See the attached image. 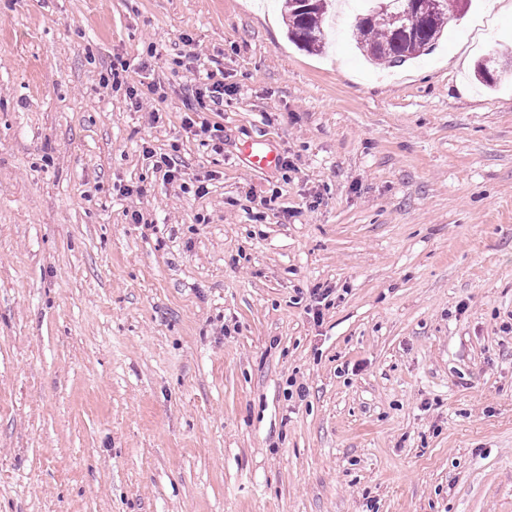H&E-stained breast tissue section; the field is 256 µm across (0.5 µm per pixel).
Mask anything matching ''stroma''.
<instances>
[{
  "instance_id": "1",
  "label": "stroma",
  "mask_w": 512,
  "mask_h": 512,
  "mask_svg": "<svg viewBox=\"0 0 512 512\" xmlns=\"http://www.w3.org/2000/svg\"><path fill=\"white\" fill-rule=\"evenodd\" d=\"M336 14L316 55L279 0H0V512H512V0L397 67ZM119 64L121 66V70H119L115 64L112 65L108 81L112 79V89L116 92L123 88L125 96L129 99L131 106L135 110L140 111L143 107L144 101L150 99V96L157 95L161 86H157L156 83H148L146 84V90H143L135 85H129L123 76V73L127 71L126 66L123 63ZM224 104V83L217 81L209 84L208 82H199L191 85V94L187 100V109L185 113L184 129L193 135H208L210 138L221 139L223 132L220 127L211 126L210 123L202 118L200 114L217 110ZM202 119V120H200ZM243 154L248 165L253 169L270 168L277 162L276 156L261 141L246 143L243 148ZM143 154L152 164L154 171L162 175L164 182L172 183L182 179L183 173L172 154L157 153L148 146H143Z\"/></svg>"
}]
</instances>
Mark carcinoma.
I'll use <instances>...</instances> for the list:
<instances>
[{"label": "carcinoma", "instance_id": "cac0c4a2", "mask_svg": "<svg viewBox=\"0 0 512 512\" xmlns=\"http://www.w3.org/2000/svg\"><path fill=\"white\" fill-rule=\"evenodd\" d=\"M288 12V37L309 52L323 50V22L333 0H284ZM390 13L381 20H365L355 25L357 40L366 55L388 64L402 63L429 51L441 38L448 19L461 0H438L437 6L424 10L409 0H389ZM505 73L497 58L482 59L474 67V76L482 82Z\"/></svg>", "mask_w": 512, "mask_h": 512}]
</instances>
